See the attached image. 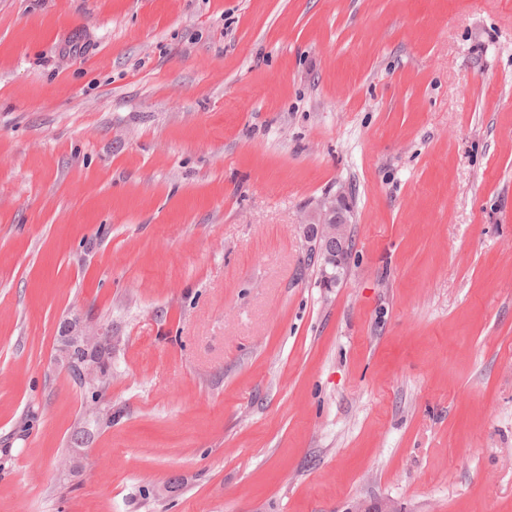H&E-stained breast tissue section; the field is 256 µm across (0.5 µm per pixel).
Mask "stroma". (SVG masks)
I'll return each mask as SVG.
<instances>
[{
	"label": "stroma",
	"instance_id": "obj_1",
	"mask_svg": "<svg viewBox=\"0 0 512 512\" xmlns=\"http://www.w3.org/2000/svg\"><path fill=\"white\" fill-rule=\"evenodd\" d=\"M357 503L512 512V0H0V512ZM304 226L305 238L311 242L309 249H312L313 266L317 262L316 265L326 275L325 279L334 275L336 267L338 277L351 249L342 193L324 198ZM102 337L95 332H86L80 337L81 349H86V345L102 342L97 348L89 351L76 350L73 341L69 345L68 342L66 344L67 354L73 350L83 366L95 373L92 380L85 384L80 375L73 371L70 372L80 387L91 393L92 403L98 402L99 393L107 387L112 379V337L105 340Z\"/></svg>",
	"mask_w": 512,
	"mask_h": 512
}]
</instances>
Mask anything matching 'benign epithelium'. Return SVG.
I'll return each mask as SVG.
<instances>
[{
    "instance_id": "7a95c632",
    "label": "benign epithelium",
    "mask_w": 512,
    "mask_h": 512,
    "mask_svg": "<svg viewBox=\"0 0 512 512\" xmlns=\"http://www.w3.org/2000/svg\"><path fill=\"white\" fill-rule=\"evenodd\" d=\"M313 261L328 277L345 267L350 254V239L343 208V195L328 196L305 224Z\"/></svg>"
}]
</instances>
